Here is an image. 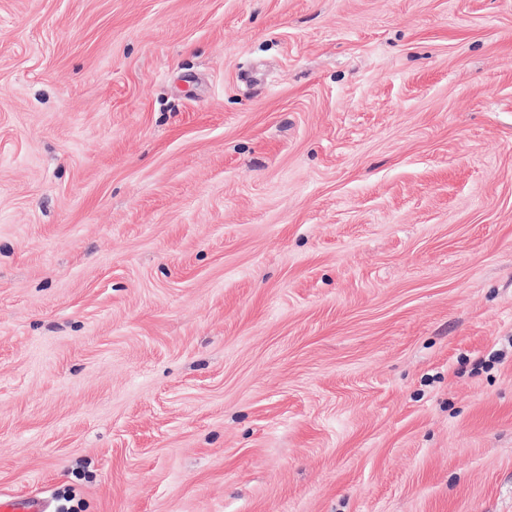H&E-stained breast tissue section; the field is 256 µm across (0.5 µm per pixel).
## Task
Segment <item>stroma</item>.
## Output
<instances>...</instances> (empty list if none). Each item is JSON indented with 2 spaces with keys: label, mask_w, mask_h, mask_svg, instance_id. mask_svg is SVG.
<instances>
[{
  "label": "stroma",
  "mask_w": 512,
  "mask_h": 512,
  "mask_svg": "<svg viewBox=\"0 0 512 512\" xmlns=\"http://www.w3.org/2000/svg\"><path fill=\"white\" fill-rule=\"evenodd\" d=\"M512 512V0H0V496Z\"/></svg>",
  "instance_id": "obj_1"
}]
</instances>
